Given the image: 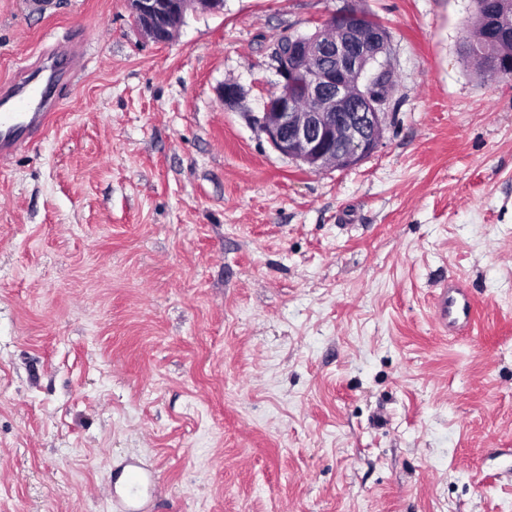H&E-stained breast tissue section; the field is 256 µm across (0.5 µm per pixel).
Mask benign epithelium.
Segmentation results:
<instances>
[{
    "label": "benign epithelium",
    "instance_id": "benign-epithelium-1",
    "mask_svg": "<svg viewBox=\"0 0 512 512\" xmlns=\"http://www.w3.org/2000/svg\"><path fill=\"white\" fill-rule=\"evenodd\" d=\"M136 28L156 44L174 38L187 13H220L224 0H126ZM390 34L365 11L349 5L318 21L314 33L286 36L272 54L278 76L275 91L256 118L280 154L317 172L351 168L374 152L384 123L380 85L388 76ZM512 33L491 40L476 52L493 76L512 73V55L502 44ZM226 107L238 104L243 89L235 81L219 88Z\"/></svg>",
    "mask_w": 512,
    "mask_h": 512
}]
</instances>
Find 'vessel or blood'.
Returning <instances> with one entry per match:
<instances>
[{
    "label": "vessel or blood",
    "mask_w": 512,
    "mask_h": 512,
    "mask_svg": "<svg viewBox=\"0 0 512 512\" xmlns=\"http://www.w3.org/2000/svg\"><path fill=\"white\" fill-rule=\"evenodd\" d=\"M52 55V50L43 51L35 66H24L20 77L0 85V161L10 158L49 128L60 104L62 90L83 68V49L78 46L57 67L48 69L44 81L31 82L32 69L44 68L46 59ZM433 308L436 321L448 331L464 327L473 319L471 300L464 285L457 280L441 288ZM153 483L152 471L132 466L126 494L113 498L116 512H140V496Z\"/></svg>",
    "instance_id": "1"
}]
</instances>
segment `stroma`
Here are the masks:
<instances>
[{"instance_id":"1","label":"stroma","mask_w":512,"mask_h":512,"mask_svg":"<svg viewBox=\"0 0 512 512\" xmlns=\"http://www.w3.org/2000/svg\"><path fill=\"white\" fill-rule=\"evenodd\" d=\"M350 2L390 34L383 137L313 172L255 118L275 41ZM469 17L224 0L157 45L125 0H0V83L87 33L0 165V512H113L130 461L145 512H512V79L471 74ZM433 308L434 317L444 330L465 327L473 319L471 299L458 280H452L440 289Z\"/></svg>"}]
</instances>
